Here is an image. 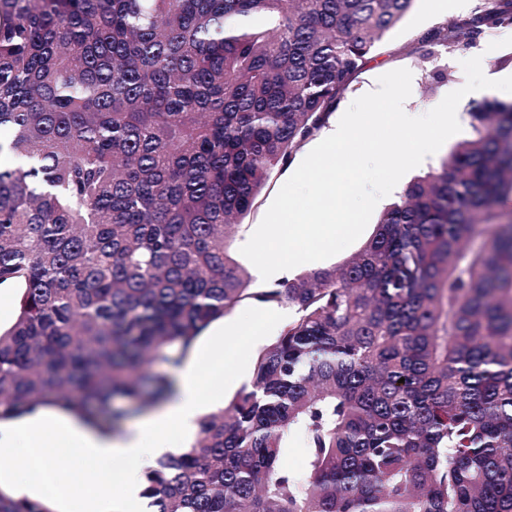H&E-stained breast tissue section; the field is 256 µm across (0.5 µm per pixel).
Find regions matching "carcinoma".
<instances>
[{
	"instance_id": "1",
	"label": "carcinoma",
	"mask_w": 512,
	"mask_h": 512,
	"mask_svg": "<svg viewBox=\"0 0 512 512\" xmlns=\"http://www.w3.org/2000/svg\"><path fill=\"white\" fill-rule=\"evenodd\" d=\"M413 2L0 0V151L28 159L0 166V421L115 431L213 322L286 303L251 386L147 474L158 512H512V100L474 104L341 264L256 291L229 252ZM509 27L481 0L421 44ZM317 136L301 145L293 153L288 164L278 169L274 173L269 184L258 197L253 208L241 220V224H243L241 231L231 243L230 250L232 256L246 269L251 279V288H254L255 290L272 288L279 281H273L271 283L260 282L256 276L255 267L240 253V248L247 242L255 228L259 225L274 197L282 185L286 182V180L292 175L299 164L303 161L311 147V144L315 141Z\"/></svg>"
}]
</instances>
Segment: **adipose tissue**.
<instances>
[{
    "mask_svg": "<svg viewBox=\"0 0 512 512\" xmlns=\"http://www.w3.org/2000/svg\"><path fill=\"white\" fill-rule=\"evenodd\" d=\"M223 377V358L205 366L187 357L175 393L117 434L51 406L0 421V490L47 503L52 512H155L142 495L145 470L163 454L191 447L200 419L215 405L207 389ZM60 447L89 462L81 483L59 479L51 451Z\"/></svg>",
    "mask_w": 512,
    "mask_h": 512,
    "instance_id": "ef3b65f1",
    "label": "adipose tissue"
}]
</instances>
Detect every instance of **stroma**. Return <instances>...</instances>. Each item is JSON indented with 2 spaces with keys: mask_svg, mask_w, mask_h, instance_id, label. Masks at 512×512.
Returning a JSON list of instances; mask_svg holds the SVG:
<instances>
[{
  "mask_svg": "<svg viewBox=\"0 0 512 512\" xmlns=\"http://www.w3.org/2000/svg\"><path fill=\"white\" fill-rule=\"evenodd\" d=\"M459 14L440 6V0H415L412 9L394 29L386 33L377 43L367 64L357 75L352 90L341 100L329 117L337 122L341 114L359 96L375 90L378 78L392 70L409 69L412 73V93L403 108L413 115H421L440 103L446 94L462 87L465 74L461 60L477 56L479 49L490 48L491 54L483 59V66L496 71H512V30H503L478 39L466 47H449L439 51L438 58H423L420 40L423 36L445 28L458 20ZM447 67L448 79H436V66ZM308 145H301L292 155L288 164L278 169L269 184L258 197L253 208L242 220V228L230 246L232 256H239L240 249L263 219L274 197L305 158ZM279 329L264 331L237 355L231 375L225 376L220 391L222 403H229L244 387L250 386L254 360L257 354L273 343L279 336Z\"/></svg>",
  "mask_w": 512,
  "mask_h": 512,
  "instance_id": "obj_1",
  "label": "stroma"
}]
</instances>
